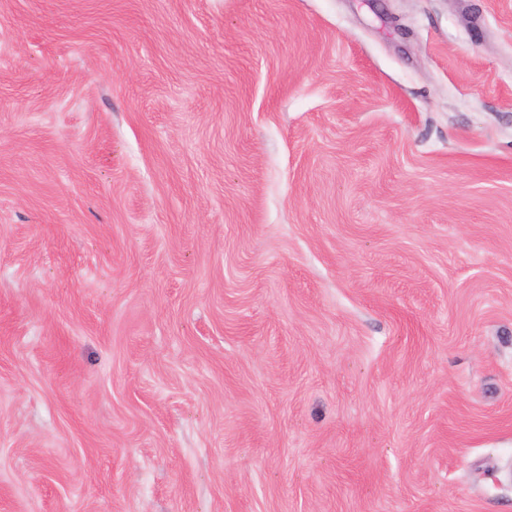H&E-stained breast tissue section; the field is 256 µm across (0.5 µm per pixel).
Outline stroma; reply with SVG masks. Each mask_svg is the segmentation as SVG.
<instances>
[{
	"mask_svg": "<svg viewBox=\"0 0 512 512\" xmlns=\"http://www.w3.org/2000/svg\"><path fill=\"white\" fill-rule=\"evenodd\" d=\"M0 512H512V0H0Z\"/></svg>",
	"mask_w": 512,
	"mask_h": 512,
	"instance_id": "obj_1",
	"label": "stroma"
}]
</instances>
